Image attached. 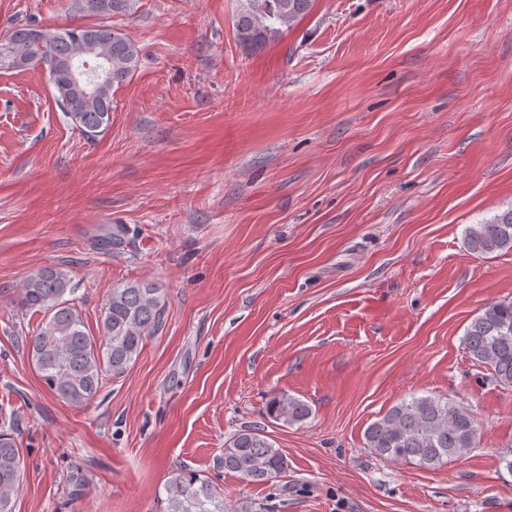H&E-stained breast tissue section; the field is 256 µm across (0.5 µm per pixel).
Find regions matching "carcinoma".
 <instances>
[{
    "instance_id": "1",
    "label": "carcinoma",
    "mask_w": 512,
    "mask_h": 512,
    "mask_svg": "<svg viewBox=\"0 0 512 512\" xmlns=\"http://www.w3.org/2000/svg\"><path fill=\"white\" fill-rule=\"evenodd\" d=\"M311 0H236L234 28L238 41L256 48L277 41L309 10ZM136 0H75L83 15L100 17L93 25H70L50 34L38 45L30 25H19L0 40V65L18 68L16 58L29 65L52 62L67 69L90 40L112 48V84L95 97L62 91L54 85L56 100L68 122L84 137L96 138L110 121L114 92L129 82L139 64L138 47L117 27L103 23L132 14ZM465 245L474 254L512 251V208L492 220L475 224L465 233ZM75 293L69 272L45 267L20 288L19 305L42 315L34 335L26 340L31 358L47 387L61 400L82 405L99 392L108 376L123 374L139 356L146 338L163 321L165 301L160 289L139 281L112 288L103 305L99 336L86 331L70 296ZM469 359L487 368L494 381L512 388V300L486 305L470 322L463 337ZM268 414L288 425L303 423L312 414L303 400L281 395ZM478 425L470 410L435 396L413 397L389 409L368 425L365 447L387 461H413L437 468L458 460L476 447ZM224 468L249 481L266 483L288 466L281 449L258 428L234 434L224 446ZM21 457L12 429L0 430V512H13L12 495L20 477ZM168 512H225L224 492L207 478L182 469L166 486Z\"/></svg>"
}]
</instances>
